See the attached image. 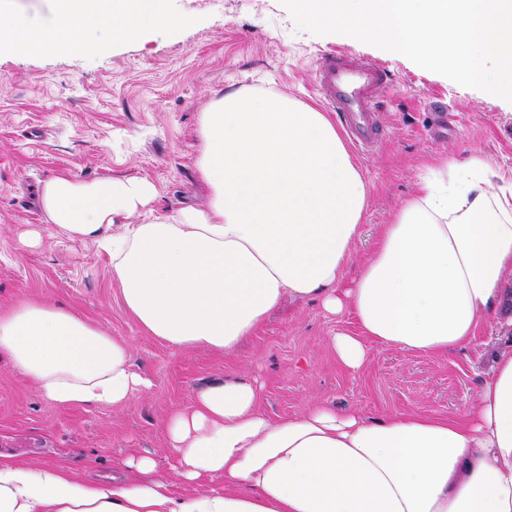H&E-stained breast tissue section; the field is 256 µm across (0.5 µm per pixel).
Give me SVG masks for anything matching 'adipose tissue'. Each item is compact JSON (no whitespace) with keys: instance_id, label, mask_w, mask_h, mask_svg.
I'll return each mask as SVG.
<instances>
[{"instance_id":"obj_1","label":"adipose tissue","mask_w":512,"mask_h":512,"mask_svg":"<svg viewBox=\"0 0 512 512\" xmlns=\"http://www.w3.org/2000/svg\"><path fill=\"white\" fill-rule=\"evenodd\" d=\"M165 0H57L43 30L0 0V45L98 50L92 32L171 26ZM199 171L206 208L132 223L156 194L144 179L60 174L39 192L47 223L93 240L127 311L178 349L232 354L284 297L350 311L357 333L332 347L360 370L366 342L445 355L482 317L504 331L474 407L455 416L368 419L315 403L272 420L261 388L220 379L166 419L168 466L126 458L86 480L0 454V512H512V186L494 169L439 158L382 225L350 287L369 188L335 121L283 95L229 94L205 113ZM127 217L113 231L115 217ZM60 406H113L146 393L128 344L75 310L22 301L0 312V353Z\"/></svg>"}]
</instances>
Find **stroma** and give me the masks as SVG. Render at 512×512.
Returning <instances> with one entry per match:
<instances>
[{"instance_id": "stroma-1", "label": "stroma", "mask_w": 512, "mask_h": 512, "mask_svg": "<svg viewBox=\"0 0 512 512\" xmlns=\"http://www.w3.org/2000/svg\"><path fill=\"white\" fill-rule=\"evenodd\" d=\"M166 7L181 25L147 26L136 37L108 40L102 51L0 47V311L26 299L79 310L128 343L152 382L118 407H62L0 355V453L61 465L80 478L111 474L129 455L165 460L168 413L224 377L262 384L261 406L274 419L315 400L369 418L465 412L489 371L498 335L492 318L481 319L471 345L446 355L368 344L365 366L352 372L331 349L336 333L354 331L351 314L287 298L233 357L179 350L129 315L105 255L46 223L36 189L61 173L147 179L157 190L148 205L156 214L205 206L197 167L203 114L235 91L316 104L315 63L336 49L386 67L400 89L380 107L387 140L357 158L369 204L345 281L435 158L477 157L512 179L510 102L353 37L298 29L279 0H166Z\"/></svg>"}]
</instances>
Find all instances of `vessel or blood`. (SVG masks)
Masks as SVG:
<instances>
[{
  "mask_svg": "<svg viewBox=\"0 0 512 512\" xmlns=\"http://www.w3.org/2000/svg\"><path fill=\"white\" fill-rule=\"evenodd\" d=\"M315 90L341 120L356 149L367 153L387 136L376 112L380 99L395 90L393 76L355 54L339 50L320 57L315 68Z\"/></svg>",
  "mask_w": 512,
  "mask_h": 512,
  "instance_id": "obj_1",
  "label": "vessel or blood"
}]
</instances>
